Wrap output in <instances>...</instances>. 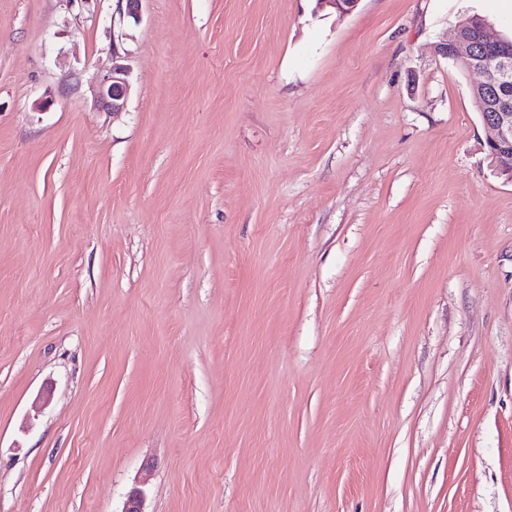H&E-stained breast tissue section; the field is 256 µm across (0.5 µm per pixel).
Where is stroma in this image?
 <instances>
[{
    "instance_id": "stroma-1",
    "label": "stroma",
    "mask_w": 512,
    "mask_h": 512,
    "mask_svg": "<svg viewBox=\"0 0 512 512\" xmlns=\"http://www.w3.org/2000/svg\"><path fill=\"white\" fill-rule=\"evenodd\" d=\"M118 8L0 0V512H512V182L439 51L512 9ZM127 55H122L116 46L112 56V72L101 79L96 90L97 102L112 114L123 112L127 104L130 92V67L123 63Z\"/></svg>"
}]
</instances>
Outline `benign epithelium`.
I'll return each instance as SVG.
<instances>
[{"label":"benign epithelium","instance_id":"benign-epithelium-1","mask_svg":"<svg viewBox=\"0 0 512 512\" xmlns=\"http://www.w3.org/2000/svg\"><path fill=\"white\" fill-rule=\"evenodd\" d=\"M443 56L483 74L484 80L472 87L471 94L483 101L485 111L480 116L490 132L487 143L492 163L512 180V43L491 37L483 22L470 32H449ZM125 60L119 50H113L112 72L96 90L97 102L114 114L125 109L130 92V67Z\"/></svg>","mask_w":512,"mask_h":512}]
</instances>
